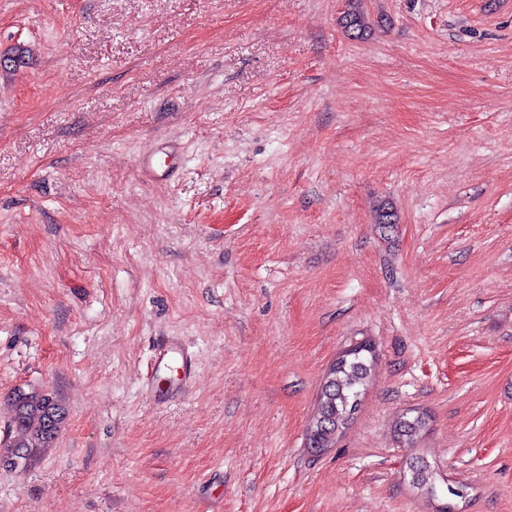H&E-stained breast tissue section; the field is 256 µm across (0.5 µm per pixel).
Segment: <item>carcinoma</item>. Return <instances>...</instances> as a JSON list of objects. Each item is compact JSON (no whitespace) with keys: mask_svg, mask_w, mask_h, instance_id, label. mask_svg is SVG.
Listing matches in <instances>:
<instances>
[{"mask_svg":"<svg viewBox=\"0 0 512 512\" xmlns=\"http://www.w3.org/2000/svg\"><path fill=\"white\" fill-rule=\"evenodd\" d=\"M363 0H349L342 24L355 39L363 38L369 28L362 6ZM376 359L374 347L367 341L341 351L332 362L318 397L316 411L308 424V447L328 450L336 443L358 412ZM15 430L9 447L18 449L20 468L26 469L38 461L57 439L65 424L66 408L57 393L48 390L13 389L7 396ZM426 426L424 416H403L395 429L401 442L412 448ZM410 483L424 489L430 496L436 493V473L421 457L407 462Z\"/></svg>","mask_w":512,"mask_h":512,"instance_id":"cac0c4a2","label":"carcinoma"}]
</instances>
